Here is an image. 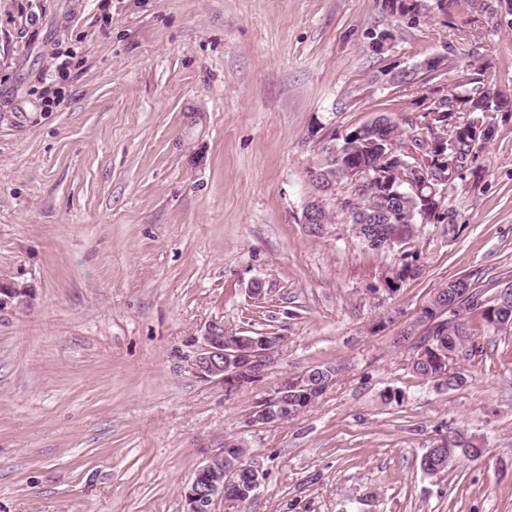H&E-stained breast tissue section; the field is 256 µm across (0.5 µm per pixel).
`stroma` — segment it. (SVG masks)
<instances>
[{"mask_svg": "<svg viewBox=\"0 0 512 512\" xmlns=\"http://www.w3.org/2000/svg\"><path fill=\"white\" fill-rule=\"evenodd\" d=\"M424 5L412 23L381 0H0V275L31 289L0 311V512H185L223 436L267 471L245 512H512V332L469 314L484 351L458 390L412 374L397 342L448 280H512V116L447 191L463 231L419 225L420 272L397 290L400 251L367 249L340 214L317 235L301 222L311 130L420 121L469 60L512 96V12ZM437 53L444 70L385 83ZM213 320L284 336L271 380L332 365L334 384L287 424L245 428L255 392L191 370ZM450 427L486 455L425 475Z\"/></svg>", "mask_w": 512, "mask_h": 512, "instance_id": "obj_1", "label": "stroma"}]
</instances>
